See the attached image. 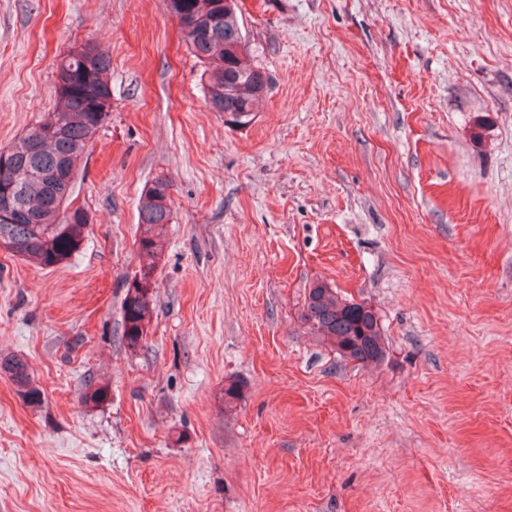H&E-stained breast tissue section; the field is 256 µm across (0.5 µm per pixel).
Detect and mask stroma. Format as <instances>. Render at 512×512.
<instances>
[{"mask_svg": "<svg viewBox=\"0 0 512 512\" xmlns=\"http://www.w3.org/2000/svg\"><path fill=\"white\" fill-rule=\"evenodd\" d=\"M238 3L270 77L244 126L165 0H0V149L52 110L71 46L107 47L112 86L79 252L0 248V358L44 392L0 372V512H512V0ZM159 177L173 220L132 352ZM317 280L376 312L381 361L311 336ZM166 188L172 189L171 182L166 178H158L145 190L139 204V224L141 227L138 239V251L148 258H155L164 248L163 230L173 218L171 196L164 193ZM170 189L167 194L170 195ZM154 265H140L131 280L122 303V341L131 351H137L146 340L154 310ZM0 370L8 373L16 385L17 391L23 401L32 407L42 403L43 392L31 380L26 363L20 358H8L0 361Z\"/></svg>", "mask_w": 512, "mask_h": 512, "instance_id": "1", "label": "stroma"}]
</instances>
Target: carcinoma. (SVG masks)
<instances>
[{
  "mask_svg": "<svg viewBox=\"0 0 512 512\" xmlns=\"http://www.w3.org/2000/svg\"><path fill=\"white\" fill-rule=\"evenodd\" d=\"M170 14L195 27L185 35L193 55L205 65V94L217 111L254 110L263 96L249 81L256 65L246 59L236 0H169ZM111 57L99 43L86 41L62 57L57 72L64 85L55 88V106L41 123H61L59 132L41 150L30 149L28 135L9 147L11 172L0 175V189L15 182V212L0 220V247L40 267H57L77 253L88 233L90 219L82 207L70 208V197L81 162L90 142L103 127L112 107V88L107 80ZM172 187L158 178L145 190L139 204L138 251L154 258L164 248V227L171 223ZM154 265L140 266L122 303V341L136 351L143 347L154 310ZM303 320L312 333L336 353L357 362L378 361L384 355L382 333L376 314L365 303L343 296L323 281L308 289ZM23 401L32 407L42 403L43 392L31 380L26 363L19 358L0 361ZM105 384L91 383L80 396L85 406L103 401Z\"/></svg>",
  "mask_w": 512,
  "mask_h": 512,
  "instance_id": "obj_1",
  "label": "carcinoma"
}]
</instances>
